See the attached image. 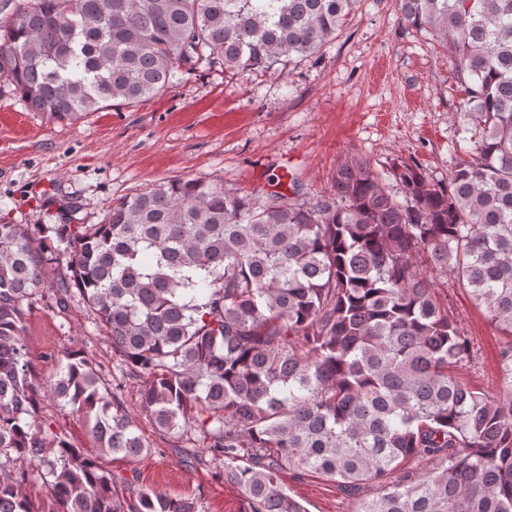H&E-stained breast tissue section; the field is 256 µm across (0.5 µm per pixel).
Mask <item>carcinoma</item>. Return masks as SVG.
<instances>
[{
    "label": "carcinoma",
    "mask_w": 512,
    "mask_h": 512,
    "mask_svg": "<svg viewBox=\"0 0 512 512\" xmlns=\"http://www.w3.org/2000/svg\"><path fill=\"white\" fill-rule=\"evenodd\" d=\"M358 0H35L0 22V78L31 112L73 122L173 86L187 65L232 75L321 53ZM448 49L480 130L448 183L360 155L312 200L158 181L101 224L0 218V512H198L117 483L37 421L42 398L94 420L105 454L150 444L116 408L126 382L165 436L224 457L249 512H306L279 482L317 473L352 512H512V0H397ZM82 303L120 380L71 350L39 378L25 323L48 268ZM452 277L510 336L499 390L461 382L471 342L433 294ZM422 461L417 472L408 466ZM46 499L28 496L32 464ZM375 484L380 492L361 495Z\"/></svg>",
    "instance_id": "cac0c4a2"
}]
</instances>
